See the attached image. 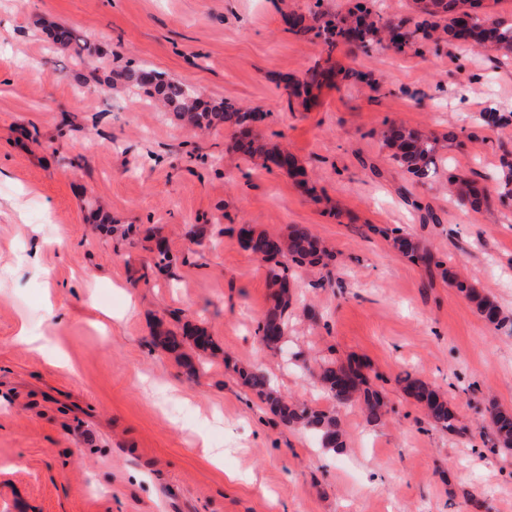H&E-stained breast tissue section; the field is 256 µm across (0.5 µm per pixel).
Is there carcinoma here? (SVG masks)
I'll use <instances>...</instances> for the list:
<instances>
[{
	"mask_svg": "<svg viewBox=\"0 0 512 512\" xmlns=\"http://www.w3.org/2000/svg\"><path fill=\"white\" fill-rule=\"evenodd\" d=\"M413 3L417 13L415 20L403 16L387 18L380 11L359 3L336 15L322 11L307 14L291 11L283 15L290 33L319 41L326 54L306 70L302 79L285 85L287 96H308L312 89L327 84L334 74L333 53L341 48L351 54L368 55L379 48H388L397 53L418 55L430 45L437 48L446 43L493 51L502 56L512 55V23H506L497 15L472 12L480 6V0H413ZM51 37L76 61L84 62L100 55L98 46L74 28L56 26ZM117 77L126 91L155 100L192 129L206 133L224 127L233 128L240 132L237 141L240 152L249 157L257 153L262 155L268 168L274 166L294 177L303 175L293 155L256 144L251 137V128L258 116L253 110L230 101L204 102L202 93L191 82L172 79L166 73L146 66H128L118 72ZM381 138L389 158L411 178L425 182L437 174V158L444 149L438 138L418 128L396 123L387 124ZM495 181L498 199L512 198V159L502 158ZM449 184L457 202L468 209L477 212L489 203L488 191L464 173L451 176ZM240 239L247 250L267 264V274L275 288V306L258 322L256 334L268 348L279 350L288 331L287 313L292 302L290 265L326 267L334 255L305 225L292 226L284 236L263 231L257 233L243 227ZM393 247L403 256L426 267L439 265L430 252L420 249L411 238L401 233L393 237ZM451 285L474 304L482 319L497 327L504 325L506 316L501 308L484 296L466 276L452 275ZM158 342L178 360L183 358V348L187 343L203 353L212 345L211 336L205 329L190 326L180 334L173 330L163 331ZM240 377L246 386L257 392L282 424L316 432L323 448L335 452L344 448V433L336 416L286 400L274 389L271 380L260 372L243 370ZM317 378L337 402H360L369 422H379L387 414V406L379 393L366 387V376L360 367L350 362L325 360L319 366ZM403 382L405 390L424 407L429 420L450 431L456 430L455 417L447 398L420 378L408 375ZM490 419L499 446L512 450V411L493 407Z\"/></svg>",
	"mask_w": 512,
	"mask_h": 512,
	"instance_id": "obj_1",
	"label": "carcinoma"
}]
</instances>
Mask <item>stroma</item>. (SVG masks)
<instances>
[{
    "label": "stroma",
    "mask_w": 512,
    "mask_h": 512,
    "mask_svg": "<svg viewBox=\"0 0 512 512\" xmlns=\"http://www.w3.org/2000/svg\"><path fill=\"white\" fill-rule=\"evenodd\" d=\"M348 4L0 0V512H512V451L487 413L512 409V332L441 276L462 272L512 313L507 208L494 199L475 212L448 194L458 172L494 186L512 151V126L479 119L512 112V58L340 50L334 61L364 81L288 98V79L322 46L290 33L283 13ZM51 23L99 46L93 66L53 45ZM130 63L260 112L254 137L293 154L314 193L237 152L233 129L199 135L109 88ZM388 121L454 133L435 179L391 163ZM408 195L441 223H422ZM94 201L114 232L90 222ZM294 224L335 259L294 269L288 341L273 352L255 333L273 305L266 268L239 230ZM387 228L440 267L399 255ZM161 244L173 257L165 272L154 266ZM187 322L215 344L193 353V377L153 342ZM23 329L38 346L19 340ZM327 358L362 364L387 402L381 423L320 389L305 366ZM242 367L335 414L343 451L280 424L240 384ZM408 375L448 398L456 431L433 426L403 390Z\"/></svg>",
    "instance_id": "stroma-1"
}]
</instances>
